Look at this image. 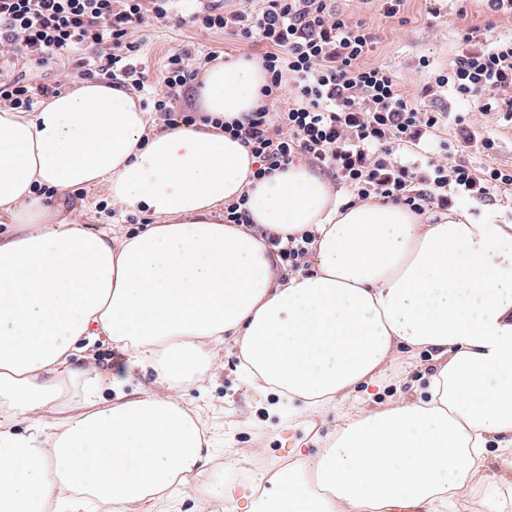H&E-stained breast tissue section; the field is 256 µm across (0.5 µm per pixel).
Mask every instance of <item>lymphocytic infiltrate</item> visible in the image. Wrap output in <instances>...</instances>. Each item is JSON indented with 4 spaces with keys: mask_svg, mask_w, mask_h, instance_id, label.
<instances>
[{
    "mask_svg": "<svg viewBox=\"0 0 512 512\" xmlns=\"http://www.w3.org/2000/svg\"><path fill=\"white\" fill-rule=\"evenodd\" d=\"M172 14L173 0H0V57L46 67L79 53L78 78L147 92L146 108L165 122L214 60L171 54L159 90L149 91L135 35ZM186 18L266 46L262 106L224 127L256 159L254 179L304 161L332 173L354 200L391 201L419 216L512 187V164L495 160L497 139L462 125L459 114L512 112L511 41L471 28L448 70L420 60L428 71L422 93L440 104L434 110L404 96L394 69L363 65L376 35L364 21L336 13L330 0H258L248 11L211 0ZM62 88L0 69V104L13 110H29L35 95ZM451 122L459 130L447 141L442 133ZM477 157L482 165H474Z\"/></svg>",
    "mask_w": 512,
    "mask_h": 512,
    "instance_id": "obj_1",
    "label": "lymphocytic infiltrate"
}]
</instances>
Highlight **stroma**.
<instances>
[{"label": "stroma", "instance_id": "35a3bbf8", "mask_svg": "<svg viewBox=\"0 0 512 512\" xmlns=\"http://www.w3.org/2000/svg\"><path fill=\"white\" fill-rule=\"evenodd\" d=\"M335 6L337 12L355 16L375 28L379 40L375 51L365 57V65L393 68L402 91L412 99L426 80L425 74L416 70L419 59L447 68L462 34L469 28H486L494 37L512 41V16L491 12L484 0H406L398 19L383 17L377 0H335ZM181 49L258 59L266 47L199 26L174 22L157 25L146 33L140 49L150 78H159L166 56ZM39 193L51 207L76 214L83 224H121L127 231L136 232L147 219L142 212L129 217L127 211L113 205L102 185L76 186L63 193L44 186ZM238 366L236 353L225 352L223 366L213 373L206 390L191 388L185 396L209 408V421L215 432L209 462L213 477L245 485L254 472L288 464L295 440H305L308 448H318L334 433L337 421L331 412L290 416L273 413L275 394L258 393ZM435 368L431 351L405 353L382 384L356 391L350 403L358 408L385 406L401 395L417 396Z\"/></svg>", "mask_w": 512, "mask_h": 512}]
</instances>
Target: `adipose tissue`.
<instances>
[{"label":"adipose tissue","mask_w":512,"mask_h":512,"mask_svg":"<svg viewBox=\"0 0 512 512\" xmlns=\"http://www.w3.org/2000/svg\"><path fill=\"white\" fill-rule=\"evenodd\" d=\"M265 83L257 60L212 65L208 122L160 132L137 96L100 82L0 109V512H126L202 491L233 503L236 483L211 478L204 409L182 396L228 349L256 391L339 419L316 453L254 475V512H446L463 498L506 512L482 462L492 442L512 466V224L344 205L301 164L251 182L253 156L220 125L260 106ZM91 184L153 224L95 228L35 193ZM243 195L250 224L225 223ZM309 229L312 273L281 278L265 234ZM99 341L124 367L75 364ZM406 348L438 362L427 397L350 409ZM135 368L152 381L129 394Z\"/></svg>","instance_id":"adipose-tissue-1"}]
</instances>
